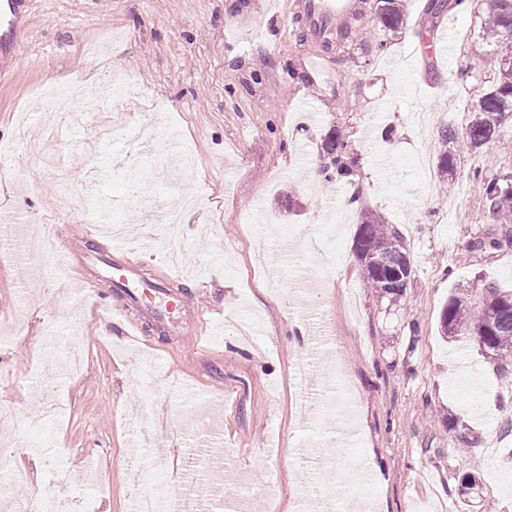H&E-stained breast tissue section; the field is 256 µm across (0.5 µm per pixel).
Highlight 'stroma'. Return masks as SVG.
Masks as SVG:
<instances>
[{
    "label": "stroma",
    "mask_w": 512,
    "mask_h": 512,
    "mask_svg": "<svg viewBox=\"0 0 512 512\" xmlns=\"http://www.w3.org/2000/svg\"><path fill=\"white\" fill-rule=\"evenodd\" d=\"M299 2L33 0L20 62L0 80V212L47 243L112 250L80 194L104 169L96 195L123 203L127 238L154 236L136 255L154 278L169 270L165 213L198 197L182 219V290L222 310L224 328L205 359L193 349L207 329L188 322L179 336L146 321L132 342L113 324L125 299L108 284L0 258V476L19 494L134 512L137 469L146 489L191 488L230 512H336L361 498L374 512H512V369L440 331L454 288L512 287V243L473 247L501 234L484 181L512 176V123L461 150L448 182L437 170L440 129L465 131L499 71L484 9L434 20L426 0H402L393 32L378 0H358L338 45L295 18ZM428 30L453 36L452 59L430 54ZM58 86L98 108L63 141L46 131L64 114L37 107ZM334 127L353 172L310 180ZM365 211L413 260L400 300L375 292L353 255ZM49 400L45 455L25 448L35 432L17 417ZM471 472L472 499L458 492Z\"/></svg>",
    "instance_id": "obj_1"
}]
</instances>
